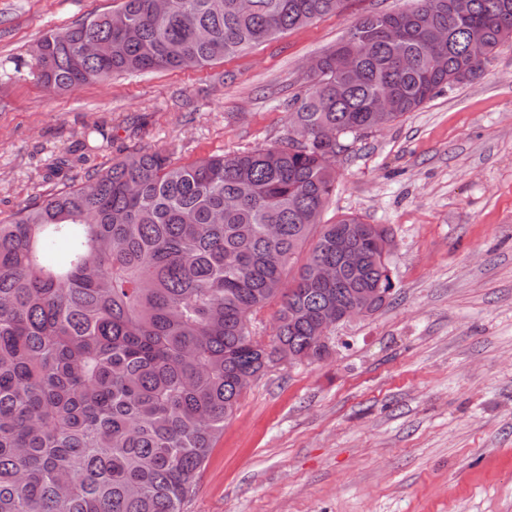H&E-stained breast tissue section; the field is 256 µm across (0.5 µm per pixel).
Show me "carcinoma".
I'll return each instance as SVG.
<instances>
[{
	"label": "carcinoma",
	"instance_id": "obj_1",
	"mask_svg": "<svg viewBox=\"0 0 512 512\" xmlns=\"http://www.w3.org/2000/svg\"><path fill=\"white\" fill-rule=\"evenodd\" d=\"M345 2L168 0L159 12L120 0L44 35L22 67L49 92L198 70ZM452 2L368 14L317 57L289 113L309 135L300 149L285 140L186 163L138 150L0 220V512H182L241 379L305 353L325 310L385 281L387 227L361 233L351 266L336 234L365 222L321 223L342 152L324 131L342 143L377 131L381 96L390 126L512 41V0H470L465 16ZM354 39L352 75L336 53ZM336 264L339 280L322 282L320 267ZM274 302L267 342L254 320Z\"/></svg>",
	"mask_w": 512,
	"mask_h": 512
}]
</instances>
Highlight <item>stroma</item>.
Returning a JSON list of instances; mask_svg holds the SVG:
<instances>
[{
    "mask_svg": "<svg viewBox=\"0 0 512 512\" xmlns=\"http://www.w3.org/2000/svg\"><path fill=\"white\" fill-rule=\"evenodd\" d=\"M116 3L0 0V219L141 148L189 162L287 137L310 59L411 0H347L199 70L61 94L17 73ZM343 213L390 228L388 300L327 360L251 385L183 512H512V43L339 156L322 220Z\"/></svg>",
    "mask_w": 512,
    "mask_h": 512,
    "instance_id": "1",
    "label": "stroma"
}]
</instances>
